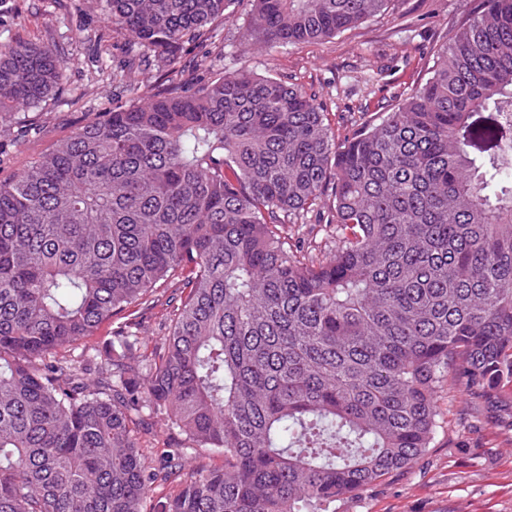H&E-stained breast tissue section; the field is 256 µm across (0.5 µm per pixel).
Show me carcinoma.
<instances>
[{"instance_id":"1","label":"carcinoma","mask_w":512,"mask_h":512,"mask_svg":"<svg viewBox=\"0 0 512 512\" xmlns=\"http://www.w3.org/2000/svg\"><path fill=\"white\" fill-rule=\"evenodd\" d=\"M98 2L128 65L171 76L0 179V512H336L413 467L450 381L512 428V0L341 138L289 81L179 74L232 0ZM388 2L251 0L250 37ZM63 77L0 43V137ZM164 283L153 345L138 316L83 345Z\"/></svg>"}]
</instances>
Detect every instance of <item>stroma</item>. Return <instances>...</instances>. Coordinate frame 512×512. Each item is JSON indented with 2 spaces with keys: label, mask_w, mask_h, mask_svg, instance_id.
Here are the masks:
<instances>
[{
  "label": "stroma",
  "mask_w": 512,
  "mask_h": 512,
  "mask_svg": "<svg viewBox=\"0 0 512 512\" xmlns=\"http://www.w3.org/2000/svg\"><path fill=\"white\" fill-rule=\"evenodd\" d=\"M480 0H390L387 10L334 38L252 46L249 0H234L230 18L207 40L189 46L184 61L208 58L215 71H247L291 81L316 92L337 135L366 105H388L423 84L435 51ZM54 47L65 66L55 93L20 110L15 124L28 136L0 141V177L21 172L92 115L127 100L128 85L162 73L126 67L121 35L95 0H0V42ZM445 426L413 467L388 476L336 512H512V430L489 423L457 387L440 392Z\"/></svg>",
  "instance_id": "obj_1"
}]
</instances>
